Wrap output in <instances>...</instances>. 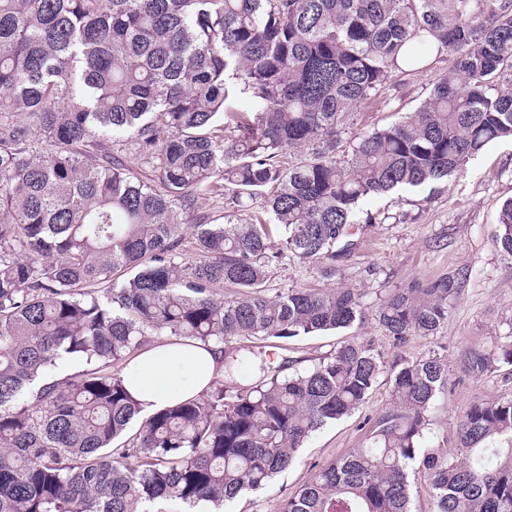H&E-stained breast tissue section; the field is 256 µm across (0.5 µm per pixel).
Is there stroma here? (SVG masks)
Returning a JSON list of instances; mask_svg holds the SVG:
<instances>
[{"mask_svg": "<svg viewBox=\"0 0 512 512\" xmlns=\"http://www.w3.org/2000/svg\"><path fill=\"white\" fill-rule=\"evenodd\" d=\"M450 67L436 60L430 67L395 73L384 95L358 107L350 135L388 124L414 112L431 85ZM512 199V140L487 145L469 160L463 173L437 187L390 193L371 204L389 213L382 224L355 228L359 246L341 261L335 277L324 278L315 265L296 259L267 282L269 294L287 288H357L374 302L391 288L469 273L447 326L434 338L409 336L396 342L383 336L374 319L318 336L280 339L274 356L311 366L345 341L373 343L387 358H424L447 354L455 385L440 396L432 412L431 438L445 445L453 440L461 408L473 400L495 401L512 396V367L501 366L479 379L462 375L464 349L488 348L512 331V257L493 241L501 206ZM392 406L390 386L380 380L367 402L353 415L316 432L301 448L296 462L257 494L241 496L225 512H280L285 499L325 465L364 447L371 426Z\"/></svg>", "mask_w": 512, "mask_h": 512, "instance_id": "35a3bbf8", "label": "stroma"}]
</instances>
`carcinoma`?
I'll return each mask as SVG.
<instances>
[{
    "mask_svg": "<svg viewBox=\"0 0 512 512\" xmlns=\"http://www.w3.org/2000/svg\"><path fill=\"white\" fill-rule=\"evenodd\" d=\"M433 54L452 66L417 111L339 153L357 107ZM508 137L512 0H0V512L219 507L264 490L383 377L393 408L368 446L281 512H413L420 466L437 512H512V397L465 406L450 452L429 441L447 356L352 341L286 374L264 346L369 316L396 342L438 335L464 272L373 305L265 285L290 254L335 275L354 225L387 219L367 203ZM226 193L237 213L212 215ZM257 198L267 224L238 215ZM494 242L512 257V199ZM150 336L250 344L128 437L141 408L122 370ZM503 364L512 335L462 370Z\"/></svg>",
    "mask_w": 512,
    "mask_h": 512,
    "instance_id": "1",
    "label": "carcinoma"
}]
</instances>
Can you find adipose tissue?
<instances>
[{
    "label": "adipose tissue",
    "mask_w": 512,
    "mask_h": 512,
    "mask_svg": "<svg viewBox=\"0 0 512 512\" xmlns=\"http://www.w3.org/2000/svg\"><path fill=\"white\" fill-rule=\"evenodd\" d=\"M224 373V359L217 346L162 338L143 347L128 361L124 382L152 413L199 395Z\"/></svg>",
    "instance_id": "1"
}]
</instances>
